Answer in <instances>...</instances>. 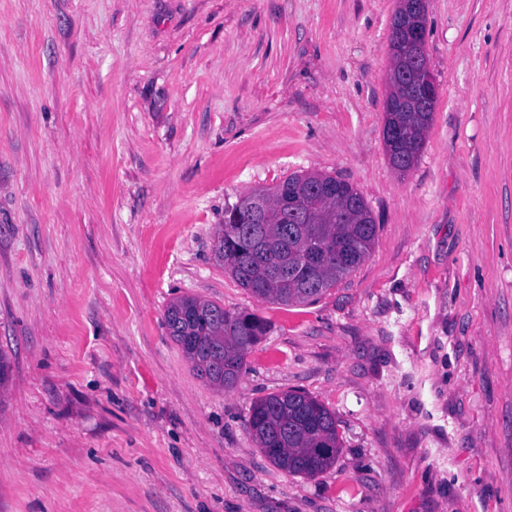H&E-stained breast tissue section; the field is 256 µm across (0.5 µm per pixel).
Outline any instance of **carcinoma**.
<instances>
[{
	"label": "carcinoma",
	"instance_id": "1",
	"mask_svg": "<svg viewBox=\"0 0 512 512\" xmlns=\"http://www.w3.org/2000/svg\"><path fill=\"white\" fill-rule=\"evenodd\" d=\"M424 22L425 14L399 4L391 24L390 67L401 66L397 32ZM405 97L406 90H399L402 102L392 122L406 135L386 146L392 167L401 172L408 171L405 161L417 162L433 121V113L414 111ZM272 191L262 224L254 223L248 197L225 212L214 240L216 260L258 298L284 306L315 302L369 255L377 224L357 189L327 174L294 173ZM165 324L198 375L222 389L235 386L247 353L267 328L252 312L226 310L194 296L174 299ZM247 428L269 461L289 475L326 471L342 448L334 415L299 389L257 400ZM271 447L278 452L267 453Z\"/></svg>",
	"mask_w": 512,
	"mask_h": 512
}]
</instances>
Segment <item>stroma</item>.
Listing matches in <instances>:
<instances>
[{
    "instance_id": "1",
    "label": "stroma",
    "mask_w": 512,
    "mask_h": 512,
    "mask_svg": "<svg viewBox=\"0 0 512 512\" xmlns=\"http://www.w3.org/2000/svg\"><path fill=\"white\" fill-rule=\"evenodd\" d=\"M398 0H0V512H512V0H427L415 166L383 139ZM378 233L317 302L214 259L298 172ZM268 323L235 387L170 337L181 295ZM300 389L344 447L274 466L252 404ZM413 96L418 105L424 110H435L438 89L435 81L429 74H425L423 78L412 88Z\"/></svg>"
}]
</instances>
